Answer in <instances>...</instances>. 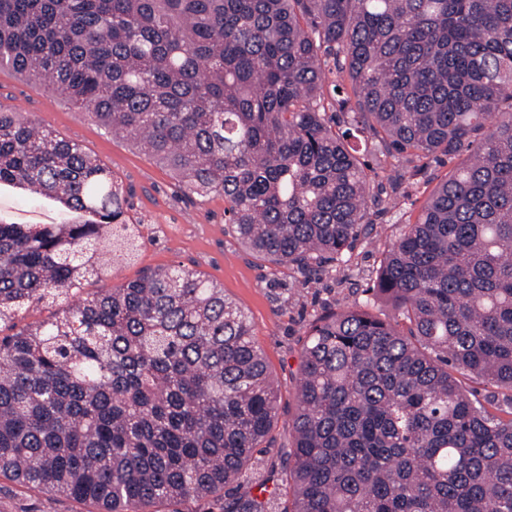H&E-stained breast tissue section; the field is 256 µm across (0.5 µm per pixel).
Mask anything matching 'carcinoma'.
<instances>
[{"mask_svg": "<svg viewBox=\"0 0 512 512\" xmlns=\"http://www.w3.org/2000/svg\"><path fill=\"white\" fill-rule=\"evenodd\" d=\"M4 69L224 196L304 275L396 206L401 171L370 193L357 135L401 167L469 152L382 260L397 322L309 325L282 468L291 512H512V410L465 384L512 402V0H0ZM0 190L56 217L0 219V475L99 512H275L243 490L280 402L246 313L181 267L78 296L135 261L140 225L107 166L20 112L0 110ZM224 501L216 502L214 500H187L176 505L157 504L150 508V512H221L219 507Z\"/></svg>", "mask_w": 512, "mask_h": 512, "instance_id": "1", "label": "carcinoma"}]
</instances>
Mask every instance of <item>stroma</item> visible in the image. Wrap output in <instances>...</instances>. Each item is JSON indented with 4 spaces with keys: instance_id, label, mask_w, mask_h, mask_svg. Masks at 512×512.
<instances>
[{
    "instance_id": "1",
    "label": "stroma",
    "mask_w": 512,
    "mask_h": 512,
    "mask_svg": "<svg viewBox=\"0 0 512 512\" xmlns=\"http://www.w3.org/2000/svg\"><path fill=\"white\" fill-rule=\"evenodd\" d=\"M0 109L27 113L98 157L123 190L126 223L149 225L138 258L112 275V282L130 281L157 267L181 266L216 282L245 311L281 396L273 439L261 459L272 471L266 488L285 487L286 475L278 465L281 454L292 446L288 422L296 404L300 354L309 324L325 311L353 303L393 320L390 305L371 291L381 260L405 219L418 214L447 174L451 160L430 161L421 169L408 167L406 191L399 196L397 209L377 220L371 235L348 253L347 263L305 277L249 250L225 222L223 197L187 195L164 166L135 149L123 135L107 132L60 94L34 90L14 72L3 70ZM96 510L89 502L32 493L0 476V512Z\"/></svg>"
}]
</instances>
